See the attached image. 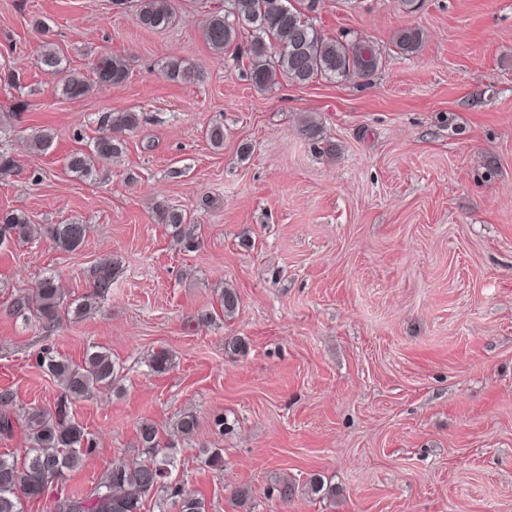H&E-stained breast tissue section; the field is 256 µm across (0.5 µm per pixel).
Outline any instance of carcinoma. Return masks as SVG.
<instances>
[{"label": "carcinoma", "instance_id": "obj_1", "mask_svg": "<svg viewBox=\"0 0 512 512\" xmlns=\"http://www.w3.org/2000/svg\"><path fill=\"white\" fill-rule=\"evenodd\" d=\"M137 23L145 29H165L175 20L171 0H137ZM250 34L248 62L242 73L258 89L278 83L284 78L304 85L319 77L346 78L357 75L370 79L380 64L376 50L369 44L346 42L320 35L310 17L292 4V0H224V8L211 14L204 26L203 38L209 49L224 55L238 45L244 33ZM420 34L412 28L399 30L395 48L405 54L418 49ZM42 68L50 73L64 72L61 93L76 99L85 96L93 85L118 86L130 76V67L123 57L101 55L92 61L88 72L63 71L62 60L53 48H44L40 57ZM165 77L173 82H193L200 72L181 58L172 57L163 67ZM140 116L126 112L112 119L102 116L101 135L95 138L92 150L72 153L68 170L88 178L98 165L107 163L122 152L117 133L138 127ZM158 223L171 227L175 240L192 251L198 244L196 225L185 211L165 202L153 208ZM87 233L85 224H33L23 213L0 212V240L15 238L32 241L49 238L64 251L79 248ZM117 266L103 260L89 270L88 293L73 308L84 314L112 293ZM65 302L52 276L44 278L38 288V303L31 306L29 297L19 294L12 303V312L23 316L33 312L34 318L46 328L60 322ZM224 316L232 317L239 304L237 293L226 288L220 298ZM37 363L56 379L61 393L54 409L17 408L13 390L0 389V434L12 433L14 424L22 422L29 448L21 459L0 457V512H24V501L35 500L57 488L69 471L81 467L95 448L85 428L69 413L71 401L98 388L113 386L121 377L120 365L105 350L86 355L79 364L43 351ZM172 355L160 350L152 356L150 367L156 373L169 370ZM199 422L192 413H185L176 423L174 436L161 441L158 429L149 421L138 427L137 443L146 458L132 466L117 458L106 476L85 495L58 491L52 494L51 512H143L144 502L158 500L159 512L168 507L177 512H207L204 499L171 480L172 457L165 450L176 447L179 440H189L197 432Z\"/></svg>", "mask_w": 512, "mask_h": 512}]
</instances>
